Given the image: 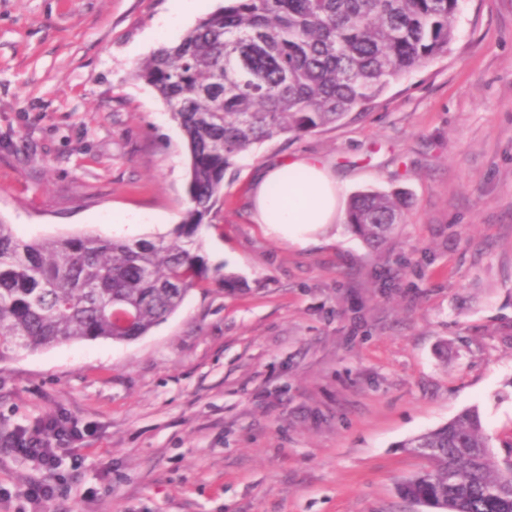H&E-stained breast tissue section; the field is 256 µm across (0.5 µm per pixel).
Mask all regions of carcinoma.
I'll return each mask as SVG.
<instances>
[{
    "instance_id": "1",
    "label": "carcinoma",
    "mask_w": 512,
    "mask_h": 512,
    "mask_svg": "<svg viewBox=\"0 0 512 512\" xmlns=\"http://www.w3.org/2000/svg\"><path fill=\"white\" fill-rule=\"evenodd\" d=\"M459 0H228L140 63L190 152L189 201L173 239L98 234L24 240L0 222V360L72 341L124 342L173 315L209 278L199 231L219 213L224 173L281 135L335 126L391 81L448 56ZM400 198L354 195L347 225L379 249L403 223ZM401 447L427 465L402 499L448 512H512L478 408Z\"/></svg>"
}]
</instances>
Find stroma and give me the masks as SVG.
Masks as SVG:
<instances>
[{
  "label": "stroma",
  "mask_w": 512,
  "mask_h": 512,
  "mask_svg": "<svg viewBox=\"0 0 512 512\" xmlns=\"http://www.w3.org/2000/svg\"><path fill=\"white\" fill-rule=\"evenodd\" d=\"M223 5L0 0V221L25 239L180 223L186 141L134 69ZM298 155L345 195L403 193L390 243L267 236L251 179ZM201 236L209 280L146 336L0 360L1 439L58 415L88 429L40 512H434L398 494L425 465L402 443L470 407L512 454V0H461L447 57L236 158ZM41 477L0 448V512H29Z\"/></svg>",
  "instance_id": "stroma-1"
}]
</instances>
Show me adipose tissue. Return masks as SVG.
Returning <instances> with one entry per match:
<instances>
[{"instance_id": "ef3b65f1", "label": "adipose tissue", "mask_w": 512, "mask_h": 512, "mask_svg": "<svg viewBox=\"0 0 512 512\" xmlns=\"http://www.w3.org/2000/svg\"><path fill=\"white\" fill-rule=\"evenodd\" d=\"M342 196L343 187L327 166L297 156L276 161L254 178L249 207L269 235L304 246L344 220Z\"/></svg>"}]
</instances>
